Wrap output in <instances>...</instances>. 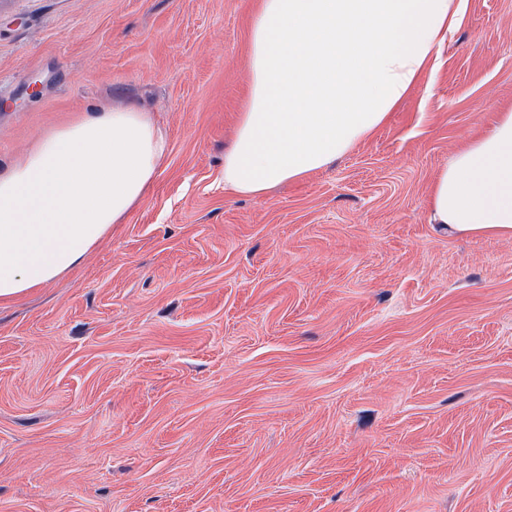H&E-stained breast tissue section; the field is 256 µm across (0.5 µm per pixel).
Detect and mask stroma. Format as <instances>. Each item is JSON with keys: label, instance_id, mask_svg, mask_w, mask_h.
Masks as SVG:
<instances>
[{"label": "stroma", "instance_id": "35a3bbf8", "mask_svg": "<svg viewBox=\"0 0 512 512\" xmlns=\"http://www.w3.org/2000/svg\"><path fill=\"white\" fill-rule=\"evenodd\" d=\"M257 0H0V165L151 112L146 201L0 304V512H512V238L427 199L512 107V0L331 166L224 193Z\"/></svg>", "mask_w": 512, "mask_h": 512}]
</instances>
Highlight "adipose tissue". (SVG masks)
Returning <instances> with one entry per match:
<instances>
[{
  "label": "adipose tissue",
  "mask_w": 512,
  "mask_h": 512,
  "mask_svg": "<svg viewBox=\"0 0 512 512\" xmlns=\"http://www.w3.org/2000/svg\"><path fill=\"white\" fill-rule=\"evenodd\" d=\"M463 0H260L250 94L224 154V191L256 196L369 139L437 69ZM169 144L150 113L113 106L44 132L0 169V302L80 265L147 198ZM431 223L512 237V110L436 176Z\"/></svg>",
  "instance_id": "obj_1"
}]
</instances>
